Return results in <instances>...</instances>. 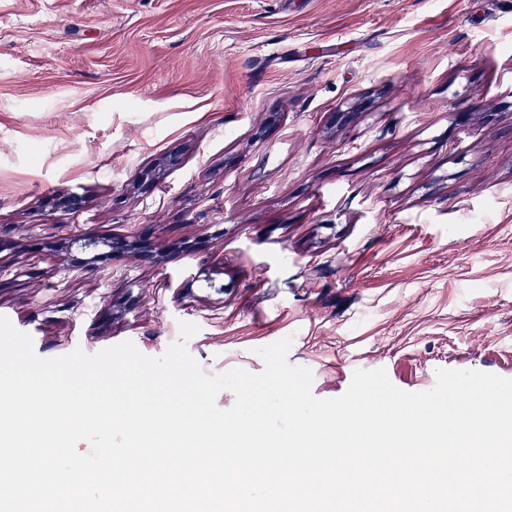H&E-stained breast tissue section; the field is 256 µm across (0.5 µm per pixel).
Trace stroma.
<instances>
[{"label": "stroma", "instance_id": "1", "mask_svg": "<svg viewBox=\"0 0 512 512\" xmlns=\"http://www.w3.org/2000/svg\"><path fill=\"white\" fill-rule=\"evenodd\" d=\"M0 315L43 358L192 322L209 373L289 336L320 398L512 378V0H0ZM66 239V246L70 252L90 257L70 265V268L82 270L94 266L104 256L123 255L131 251V246L136 243L140 249L149 247L145 236H139L137 240L130 241L126 238H99L91 235H74Z\"/></svg>", "mask_w": 512, "mask_h": 512}]
</instances>
